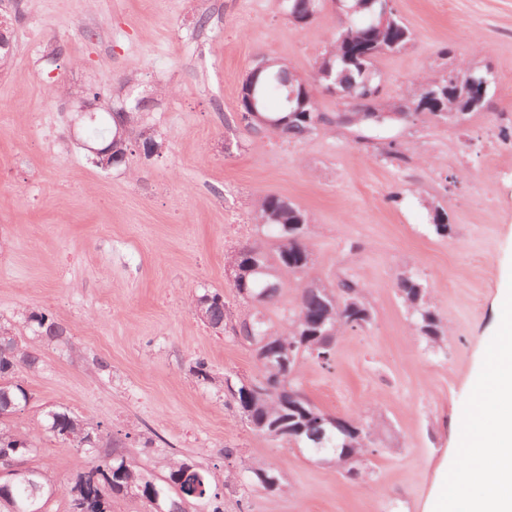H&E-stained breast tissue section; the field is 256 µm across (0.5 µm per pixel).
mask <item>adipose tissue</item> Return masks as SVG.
I'll list each match as a JSON object with an SVG mask.
<instances>
[{
	"instance_id": "ef3b65f1",
	"label": "adipose tissue",
	"mask_w": 512,
	"mask_h": 512,
	"mask_svg": "<svg viewBox=\"0 0 512 512\" xmlns=\"http://www.w3.org/2000/svg\"><path fill=\"white\" fill-rule=\"evenodd\" d=\"M496 339L471 382V425L454 449L457 470L442 476L429 512H512V289Z\"/></svg>"
}]
</instances>
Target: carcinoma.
Wrapping results in <instances>:
<instances>
[{
	"mask_svg": "<svg viewBox=\"0 0 512 512\" xmlns=\"http://www.w3.org/2000/svg\"><path fill=\"white\" fill-rule=\"evenodd\" d=\"M348 26L333 33L330 48L324 54L321 65L336 75V100L342 111L330 117L319 111L315 99H309L306 110L295 111L288 104V83L296 86L310 85V79L286 71H278L279 77L261 79L259 101L261 111L274 121L272 131L286 139H304L338 121L359 127L375 123L370 115L379 111L376 105L381 88L375 62L383 54L400 51L411 40L409 29L398 19L382 22L379 3L369 0H353L349 5ZM450 73L454 81L440 79L436 87L437 98L426 106L421 102L429 96L433 79H417L409 87L405 101L414 106L415 115L432 119H447L445 113L460 112L468 116L472 112L486 109L489 97L482 104L472 107L471 92L480 91L476 82L493 78L488 70H478L464 62L457 64ZM256 217L257 236L251 242L235 249L229 260L232 272L238 278L235 288H245L261 295V303H276L283 294V277L295 280L299 296L295 307L285 319L277 324L267 318L263 322L254 317L235 319L223 295L205 293L198 297V308L202 319L215 329L232 332L242 342L252 346L266 341L265 347L274 351L277 347L293 341V360L286 370H281L277 361L258 363L261 378L266 385L247 390L242 382L233 384L224 379L225 391L237 409L247 415L251 428L265 433V423L286 419L289 406L300 405L304 413L297 423L304 431L295 435H282L279 441H287L299 448H311L314 441L308 437L313 424L326 417L295 385L300 359L311 358L324 365L329 364L334 343L346 328L363 326L370 322V309L364 302L362 289L353 281H343L338 288L331 289L313 280H307L311 264V252L307 245L308 216L299 207L280 196L267 194L259 198ZM274 271L271 276L258 269ZM396 287L400 297L410 311L416 334L430 347L440 348L446 331L437 311L429 302L428 292L420 279L405 272L399 274ZM25 327L47 344L63 340L66 329L45 313L31 312L24 318ZM330 335H324V332ZM17 328L0 323V410L11 403L28 398L24 387L13 381L20 368L37 370L42 359L26 347L16 344ZM341 423L348 430V441L339 456L348 463L346 473L351 477L360 475L354 466L357 460L368 453L367 435L372 425L362 419L343 418ZM47 430L62 442L76 447H86L85 441L94 436L102 437L98 428L80 420L65 410L48 412ZM35 448L33 439L16 430L0 426V457L10 454L19 459ZM10 483V494H0V512H12L13 503H24L31 494L37 496V507L43 508L56 486L41 472L29 469L25 473L0 480ZM168 488L164 489L147 480L135 466L124 457L114 458L97 465L81 475L70 489L72 512H109L110 498L114 495L131 494L143 499L160 512H185L184 504L190 499H208L212 512H223L219 493L211 492L207 472L187 461L175 460L169 466Z\"/></svg>",
	"mask_w": 512,
	"mask_h": 512,
	"instance_id": "carcinoma-1",
	"label": "carcinoma"
}]
</instances>
